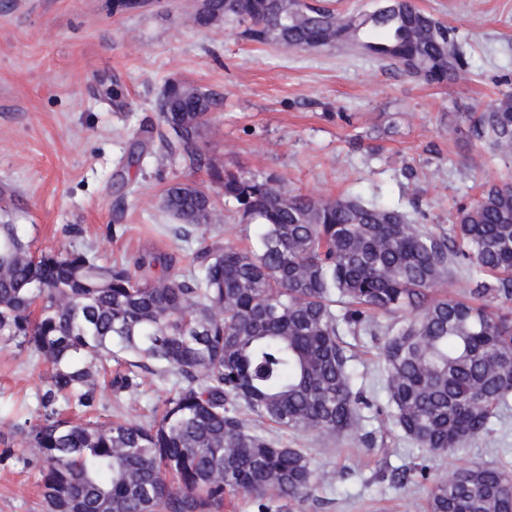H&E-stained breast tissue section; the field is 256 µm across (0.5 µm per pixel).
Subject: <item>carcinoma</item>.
Wrapping results in <instances>:
<instances>
[{
  "label": "carcinoma",
  "mask_w": 512,
  "mask_h": 512,
  "mask_svg": "<svg viewBox=\"0 0 512 512\" xmlns=\"http://www.w3.org/2000/svg\"><path fill=\"white\" fill-rule=\"evenodd\" d=\"M219 16L254 42L358 48L434 84L463 67L458 30L414 0L358 15L300 0H208L195 23ZM185 91L171 82L161 92L158 150L216 186L175 181L162 197L183 239L204 230L197 273H174L168 254L111 267L76 247L35 254L3 210L0 338L52 367L46 412L13 425L40 464L45 512H223L238 493L255 512L301 505L317 479L312 460L263 424L325 436L360 426L372 401L356 387L349 335L384 333L388 417L418 447L451 456L491 431L512 405V182L485 180L434 234L397 207L285 191L217 165L199 144L214 97ZM466 121L512 163L511 90ZM221 198L256 226L253 244L221 241ZM461 264L479 277L460 295L438 294ZM111 361L126 367L111 380L118 397L143 372L173 377L161 410L146 423L61 417L60 396L93 406ZM408 479L430 480L428 466ZM427 509L512 512V471L456 468L432 481Z\"/></svg>",
  "instance_id": "obj_1"
}]
</instances>
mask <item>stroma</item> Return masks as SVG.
<instances>
[{"label":"stroma","mask_w":512,"mask_h":512,"mask_svg":"<svg viewBox=\"0 0 512 512\" xmlns=\"http://www.w3.org/2000/svg\"><path fill=\"white\" fill-rule=\"evenodd\" d=\"M457 28L466 79L445 86L350 47L282 50L244 39L217 18L199 26L200 0H0V202L36 252L77 247L100 264L169 253L177 273L198 262L162 209L173 181L209 187L176 157L147 150L128 165L135 133L159 127L164 85L210 91L216 105L200 144L217 163L271 175L289 190L355 195L405 211L433 233L485 179L512 181L465 113L512 90V0H415ZM120 86L119 101L108 99ZM382 338L357 337L366 394L384 397ZM51 375L43 357L0 339V512H44L37 470L11 434ZM169 381L145 375L114 399L98 385L92 415L138 420ZM305 449L318 479L295 512H426L428 488L390 481L427 462L433 477L470 461L512 468V408L456 458L428 459L389 421L337 437L283 434Z\"/></svg>","instance_id":"stroma-1"}]
</instances>
